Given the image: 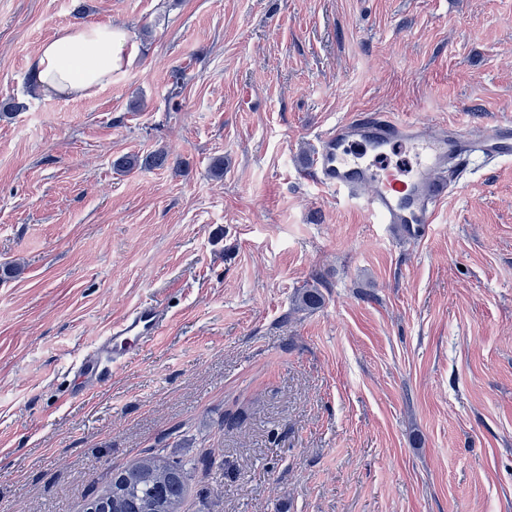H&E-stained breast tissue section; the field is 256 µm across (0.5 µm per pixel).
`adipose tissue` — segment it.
<instances>
[{
  "instance_id": "ef3b65f1",
  "label": "adipose tissue",
  "mask_w": 512,
  "mask_h": 512,
  "mask_svg": "<svg viewBox=\"0 0 512 512\" xmlns=\"http://www.w3.org/2000/svg\"><path fill=\"white\" fill-rule=\"evenodd\" d=\"M133 51L125 29L109 23L72 25L42 43L30 67L39 89L76 100L111 84L113 72Z\"/></svg>"
}]
</instances>
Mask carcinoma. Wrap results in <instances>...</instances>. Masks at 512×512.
Here are the masks:
<instances>
[{
	"mask_svg": "<svg viewBox=\"0 0 512 512\" xmlns=\"http://www.w3.org/2000/svg\"><path fill=\"white\" fill-rule=\"evenodd\" d=\"M168 164V153L157 149L145 156L129 154L113 162L116 171L131 173ZM323 296L314 287L304 288L295 297L300 310L321 306ZM188 484V469L159 453L147 455L113 476L112 482L96 496L110 505V512H181Z\"/></svg>",
	"mask_w": 512,
	"mask_h": 512,
	"instance_id": "carcinoma-1",
	"label": "carcinoma"
}]
</instances>
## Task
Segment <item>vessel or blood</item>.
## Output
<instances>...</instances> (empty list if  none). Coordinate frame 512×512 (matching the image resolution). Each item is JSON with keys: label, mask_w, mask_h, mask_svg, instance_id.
I'll return each instance as SVG.
<instances>
[{"label": "vessel or blood", "mask_w": 512, "mask_h": 512, "mask_svg": "<svg viewBox=\"0 0 512 512\" xmlns=\"http://www.w3.org/2000/svg\"><path fill=\"white\" fill-rule=\"evenodd\" d=\"M400 142L418 149L415 166L404 173L382 165L388 149ZM476 153L511 160L512 123L498 122L478 132L444 125L428 134L412 121L371 113L351 117L329 129L307 174L322 189L342 199L360 201L378 223L392 225L403 237L415 240L435 222L448 196V173ZM165 321L159 307H138L114 324L79 360L77 374L87 385L97 384L111 375L115 362L153 340Z\"/></svg>", "instance_id": "vessel-or-blood-1"}]
</instances>
